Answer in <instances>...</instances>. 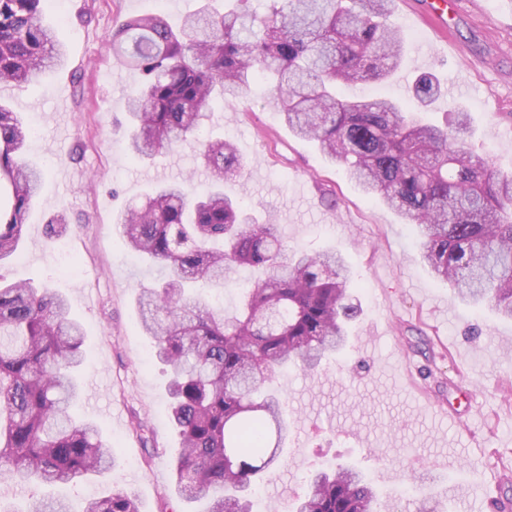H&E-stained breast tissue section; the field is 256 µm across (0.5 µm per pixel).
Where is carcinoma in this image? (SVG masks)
<instances>
[{"label": "carcinoma", "instance_id": "carcinoma-1", "mask_svg": "<svg viewBox=\"0 0 512 512\" xmlns=\"http://www.w3.org/2000/svg\"><path fill=\"white\" fill-rule=\"evenodd\" d=\"M48 0H0V84L21 86L60 65L65 47L44 21ZM212 0L173 28L159 13L124 21L112 51L143 75L129 96L131 159H152L202 132L212 104L262 81L283 122L315 142L361 192L382 200L418 230L435 278L473 305L512 319V173L466 145L470 114L443 124L422 113L442 96L431 74L414 77L410 103L340 97V85L383 82L405 47L392 0ZM32 133L0 103V263L18 251L44 172L21 159ZM208 183L156 185L117 221L125 247L165 270L141 289L137 315L171 369L168 418L179 437L172 462L177 493L207 512H251L249 496L288 440L276 370H313L340 350L360 312L341 254L290 252L271 221L258 222L234 195L243 170L236 147L202 144ZM262 269L238 313L193 299L196 283L222 288L239 266ZM85 331L67 300L30 282L0 284V480L76 485L112 469V442L72 413L83 389ZM33 512H73L47 498ZM81 512H140L133 491L87 501ZM289 512H389L357 469L317 471Z\"/></svg>", "mask_w": 512, "mask_h": 512}]
</instances>
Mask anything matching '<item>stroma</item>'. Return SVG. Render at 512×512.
Masks as SVG:
<instances>
[{
  "label": "stroma",
  "mask_w": 512,
  "mask_h": 512,
  "mask_svg": "<svg viewBox=\"0 0 512 512\" xmlns=\"http://www.w3.org/2000/svg\"><path fill=\"white\" fill-rule=\"evenodd\" d=\"M422 4L394 0L406 59L390 81L361 87V94L408 98L407 73L455 84L454 95L431 105L429 119L470 112L469 145L488 154L495 169L512 172V0H457L444 41ZM152 9L150 0H51L45 18L66 46V65L0 87L16 111L37 119L27 158L45 168L21 254L0 266V280L45 283L68 299L86 332L79 410L97 421L116 455L111 473L61 494L77 504L127 488L141 512H162L176 499V438L167 376L136 314V298L157 272L129 257L115 217L158 183L205 185L199 142L145 162L126 151V100L141 76L113 55L107 39L118 24ZM203 134L235 144L246 164L236 195L258 219L278 224L289 249L344 255L361 308L341 353L312 373L277 374L291 432L253 512H288L308 477L335 464L361 468L394 512H416L428 493L444 512H488L481 484L491 464L505 471L503 495L512 500V320L435 280L413 226L294 136L269 87L257 83L242 97L214 103ZM327 189L335 205L324 202ZM54 219L59 233L46 237ZM439 401L461 418L429 416L426 406ZM136 416L153 429V453L132 431Z\"/></svg>",
  "instance_id": "35a3bbf8"
}]
</instances>
